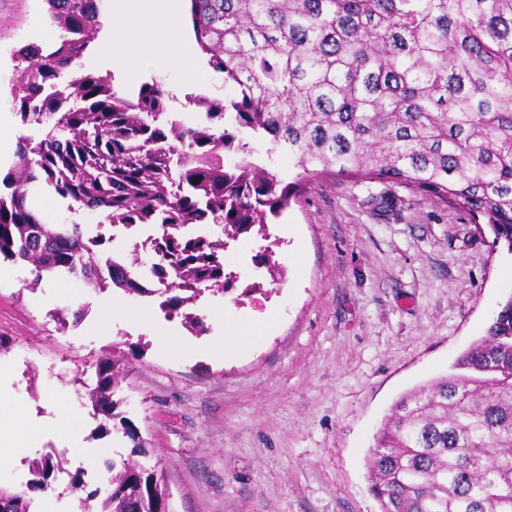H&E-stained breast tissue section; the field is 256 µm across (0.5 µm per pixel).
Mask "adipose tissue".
<instances>
[{
  "label": "adipose tissue",
  "instance_id": "adipose-tissue-1",
  "mask_svg": "<svg viewBox=\"0 0 512 512\" xmlns=\"http://www.w3.org/2000/svg\"><path fill=\"white\" fill-rule=\"evenodd\" d=\"M185 0H112L106 49L113 65L144 66L164 57L169 66L193 81L203 68L183 32Z\"/></svg>",
  "mask_w": 512,
  "mask_h": 512
}]
</instances>
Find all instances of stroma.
I'll return each instance as SVG.
<instances>
[{
  "instance_id": "stroma-1",
  "label": "stroma",
  "mask_w": 512,
  "mask_h": 512,
  "mask_svg": "<svg viewBox=\"0 0 512 512\" xmlns=\"http://www.w3.org/2000/svg\"><path fill=\"white\" fill-rule=\"evenodd\" d=\"M42 15L41 0H0L4 99L21 32ZM107 35L99 31L83 65L124 92L160 84L179 116L190 111L188 94L225 92L223 74L209 68L187 82L161 60L113 67L99 54ZM38 197L53 222L104 236L107 253L160 232L103 226L48 191ZM265 250L287 265L286 281L258 267ZM224 269L237 273L236 289L197 299L192 310L207 330L195 334L154 298L77 288L64 275L23 289L27 269L1 260L0 420L30 413L0 447V486L25 492L33 512H96L70 491L71 477L95 489L90 472L129 456L128 426L151 444L147 465L168 475L170 512H379L366 459L385 416L410 389L452 374L512 297V254L486 226L380 180L308 179L266 235L228 242ZM83 305L86 317L65 330L50 318ZM108 353L129 373L115 417L102 424L73 379L92 380ZM75 410L80 434L59 435L63 412ZM54 453L65 456V473H52L48 490L30 488L31 462Z\"/></svg>"
}]
</instances>
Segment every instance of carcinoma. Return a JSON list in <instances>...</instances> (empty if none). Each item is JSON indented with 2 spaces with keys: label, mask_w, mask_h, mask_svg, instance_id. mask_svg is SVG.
I'll return each mask as SVG.
<instances>
[{
  "label": "carcinoma",
  "mask_w": 512,
  "mask_h": 512,
  "mask_svg": "<svg viewBox=\"0 0 512 512\" xmlns=\"http://www.w3.org/2000/svg\"><path fill=\"white\" fill-rule=\"evenodd\" d=\"M65 32L27 44L10 102L23 136L0 178V259L22 261L33 290L66 274L98 291L163 298L177 313L202 293H227L224 239L266 233L308 177L404 185L459 206L512 253V0H190L197 46L224 74L229 97L190 95L193 115H170L166 93L128 97L81 58L100 29V0H42ZM294 159L292 180L251 161L245 138ZM39 188L91 210L102 224L160 226L148 288L138 251L102 258L103 238L54 224L28 203ZM213 224L222 235L198 233ZM392 408L367 465L380 512H512V298L484 336ZM128 366L112 355L83 382L93 415L115 416ZM108 466L98 512H157L163 478L137 457ZM66 460H35L45 487ZM9 512H31L0 487Z\"/></svg>",
  "instance_id": "obj_1"
}]
</instances>
